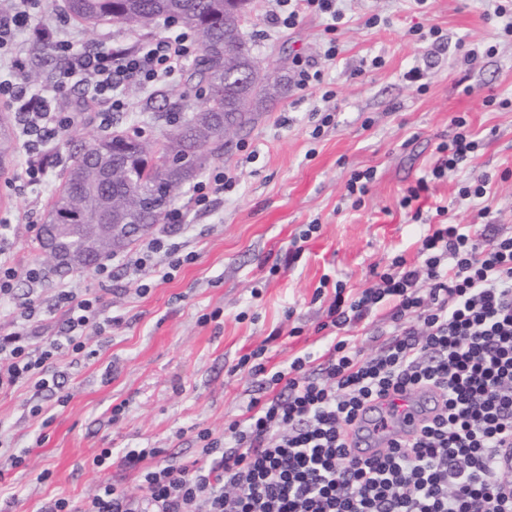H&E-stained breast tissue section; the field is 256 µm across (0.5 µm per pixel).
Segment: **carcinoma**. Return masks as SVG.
I'll return each instance as SVG.
<instances>
[{"label":"carcinoma","instance_id":"cac0c4a2","mask_svg":"<svg viewBox=\"0 0 512 512\" xmlns=\"http://www.w3.org/2000/svg\"><path fill=\"white\" fill-rule=\"evenodd\" d=\"M70 14L86 27L112 24L150 29L163 16L193 28L201 42L190 82L205 95L201 117L206 133L194 129L186 114L185 93L166 94L165 108L153 119L163 121L161 136L150 143L136 136L105 135L75 151L67 173L46 206L38 232L46 247L50 225H58L61 241L80 245L98 224L115 225L112 250L161 223L168 208L215 158L224 154V125L252 129L276 102L288 94V76L271 87L253 72L252 46L234 23L235 11L249 0H66ZM233 71L253 74L252 81L230 79ZM191 157L184 166H169V155Z\"/></svg>","mask_w":512,"mask_h":512}]
</instances>
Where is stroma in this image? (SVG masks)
Masks as SVG:
<instances>
[{
  "label": "stroma",
  "mask_w": 512,
  "mask_h": 512,
  "mask_svg": "<svg viewBox=\"0 0 512 512\" xmlns=\"http://www.w3.org/2000/svg\"><path fill=\"white\" fill-rule=\"evenodd\" d=\"M344 20L335 33L341 52L323 63L336 96L290 89L248 133L234 138L212 169L237 181L204 214L188 213L189 233L178 235L193 253L168 281L147 292L122 273L83 285L101 296L123 322L93 338L96 354L68 368L67 402L19 386L0 391V442L25 452V463L0 471V512H44L53 500L79 502L103 480L139 493L137 471H99L102 449L121 457L137 448L194 460L199 430L222 436L224 424L245 410L258 385L238 369L241 356L265 348L270 363L287 368L298 355L321 356L331 341L323 329L334 282L359 291L375 284L393 258L420 264L419 238L437 222L480 223L489 209L500 233L512 235V111L486 105L488 95L512 99V37L490 20V0H433L421 14L411 0H341ZM379 16L375 27L365 21ZM328 20L309 15L290 31H273L262 0L243 26L256 57L291 67L296 57L322 61ZM438 27L440 41L420 33ZM481 54H460L458 41ZM495 46L488 56L484 47ZM381 67H372L373 58ZM420 70V83L407 80ZM162 89L143 93L140 113H119L118 129L158 136L151 112L163 106ZM332 121L321 126L320 112ZM462 116L480 140L477 152L432 184L418 201L421 220L400 204ZM95 115L56 142L41 185L7 189L0 181V221L13 223L9 243L22 263L43 265L30 225L43 222L45 200L63 178L75 146L102 135ZM374 168L376 179L360 206L346 195L352 172ZM487 181L482 198L462 197L463 186ZM320 229L308 241V224ZM329 287H322V280ZM123 405L120 417L112 409ZM43 409L32 416L31 407ZM50 425H43V416Z\"/></svg>",
  "instance_id": "35a3bbf8"
}]
</instances>
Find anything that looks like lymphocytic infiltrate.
Returning a JSON list of instances; mask_svg holds the SVG:
<instances>
[{
	"label": "lymphocytic infiltrate",
	"instance_id": "obj_1",
	"mask_svg": "<svg viewBox=\"0 0 512 512\" xmlns=\"http://www.w3.org/2000/svg\"><path fill=\"white\" fill-rule=\"evenodd\" d=\"M336 2L265 0V17L273 29L291 30L307 15H323L332 31L344 18ZM31 5L8 0L0 12V62L8 71L0 100L17 118L24 156L12 180L33 186L42 181L53 142L81 123L80 113L59 103L69 85L90 88V104L108 124L113 113L134 110L128 87L170 81L201 46L186 30L155 33L135 47L80 49L68 30L47 28ZM20 33L49 42L61 58L53 86L26 80L13 52ZM452 126L402 207L477 150L466 118L454 117ZM235 187L227 171L212 172L195 184L184 208L168 211L133 251L106 256L94 277L108 280L119 270L140 283L171 279L165 260L181 249L175 237L186 212L208 211ZM419 254L421 266L396 257L373 287L336 295L326 325L341 335L321 363L306 353L272 373L264 349L243 355L239 365L258 380L261 394L225 424L223 437L198 433L199 458L185 465L158 448L130 450L120 463L139 469L141 494L104 480L82 504L63 497L46 512H512V480L496 465L503 441L512 440V236L489 224L476 234L441 222L422 236ZM46 278L23 265L9 244L0 245V315L9 324L0 331V390L26 385L55 392L68 358L81 357L91 335L123 321L103 316L99 297L75 276L55 285L62 316L56 334L35 336L37 290ZM21 279L30 285L22 298L15 293ZM385 302L394 328L377 351L362 354L347 332ZM430 387L439 390L441 405L412 439L369 459L351 456L345 432L369 404Z\"/></svg>",
	"mask_w": 512,
	"mask_h": 512
}]
</instances>
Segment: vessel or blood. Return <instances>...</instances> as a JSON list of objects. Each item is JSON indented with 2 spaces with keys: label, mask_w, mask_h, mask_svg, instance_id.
<instances>
[{
  "label": "vessel or blood",
  "mask_w": 512,
  "mask_h": 512,
  "mask_svg": "<svg viewBox=\"0 0 512 512\" xmlns=\"http://www.w3.org/2000/svg\"><path fill=\"white\" fill-rule=\"evenodd\" d=\"M439 401L436 391L424 390L392 397L385 410L375 413V420L384 421V428L375 430L373 439H364L356 429H349L346 441L353 456L366 459L392 441L412 438L432 416Z\"/></svg>",
  "instance_id": "vessel-or-blood-1"
}]
</instances>
